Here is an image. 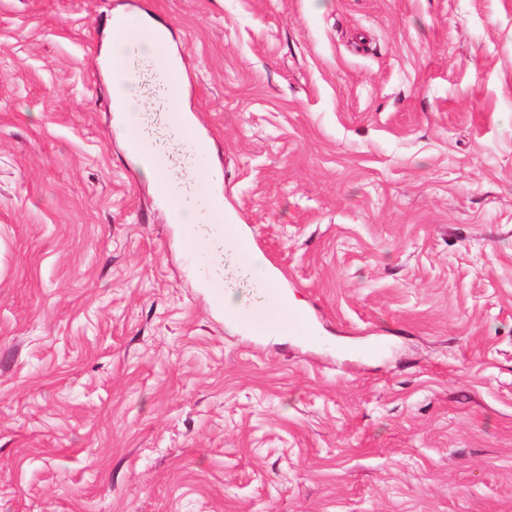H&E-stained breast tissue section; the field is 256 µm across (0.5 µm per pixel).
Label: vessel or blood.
I'll list each match as a JSON object with an SVG mask.
<instances>
[{
  "label": "vessel or blood",
  "mask_w": 512,
  "mask_h": 512,
  "mask_svg": "<svg viewBox=\"0 0 512 512\" xmlns=\"http://www.w3.org/2000/svg\"><path fill=\"white\" fill-rule=\"evenodd\" d=\"M112 38L126 43L128 46H136L140 41L149 40L155 45L159 55H167L168 46L164 39L154 30L134 28L123 24H113ZM131 150L143 160L148 161L156 172L161 192L170 196L174 208L178 211H190L195 215L197 223L219 224L220 234L229 244L239 242V229L234 224H220L219 212L216 206V196L208 191L206 184L196 183L186 189H178L170 179V159L164 152L147 148L140 131H131L128 137ZM265 292L270 298L274 310L280 314V327L283 331L296 336H306L310 333V326L300 312L289 309L283 299L280 286L277 281L271 280L264 285Z\"/></svg>",
  "instance_id": "obj_1"
}]
</instances>
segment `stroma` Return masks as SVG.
<instances>
[{
	"label": "stroma",
	"mask_w": 512,
	"mask_h": 512,
	"mask_svg": "<svg viewBox=\"0 0 512 512\" xmlns=\"http://www.w3.org/2000/svg\"><path fill=\"white\" fill-rule=\"evenodd\" d=\"M119 14L311 338L200 280ZM0 512H512V0H0ZM112 38L116 41H121L126 43L130 47L136 46L140 41H142L132 55L135 59H141L147 62L149 65L156 63L158 64V60H163L160 56H167L168 46L164 39L154 30L145 29V28H134L127 25L113 23L112 24ZM152 41L155 45L154 49ZM139 71L131 69L119 76L112 74V97L116 104V112L132 115L131 112H137L140 109Z\"/></svg>",
	"instance_id": "35a3bbf8"
}]
</instances>
